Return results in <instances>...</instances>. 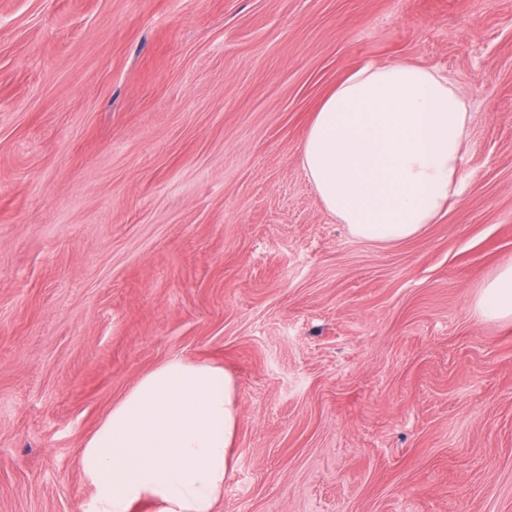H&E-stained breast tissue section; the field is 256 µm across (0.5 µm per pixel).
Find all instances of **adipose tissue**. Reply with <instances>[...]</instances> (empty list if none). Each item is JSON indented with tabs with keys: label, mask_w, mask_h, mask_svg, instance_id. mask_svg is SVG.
<instances>
[{
	"label": "adipose tissue",
	"mask_w": 512,
	"mask_h": 512,
	"mask_svg": "<svg viewBox=\"0 0 512 512\" xmlns=\"http://www.w3.org/2000/svg\"><path fill=\"white\" fill-rule=\"evenodd\" d=\"M472 115L446 77L394 63L355 71L322 100L300 163L325 209L352 236L394 244L424 232L457 203ZM512 319V262L475 302ZM236 388L223 367L170 359L107 410L79 452L97 488L92 512H217L233 471Z\"/></svg>",
	"instance_id": "obj_1"
}]
</instances>
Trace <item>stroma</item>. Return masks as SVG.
<instances>
[{
	"mask_svg": "<svg viewBox=\"0 0 512 512\" xmlns=\"http://www.w3.org/2000/svg\"><path fill=\"white\" fill-rule=\"evenodd\" d=\"M472 114L457 206L379 246L299 146L365 66ZM512 0H0V512H88L79 449L172 358L239 410L218 512H512ZM475 307L485 320L512 319V262L504 264L485 282Z\"/></svg>",
	"mask_w": 512,
	"mask_h": 512,
	"instance_id": "obj_1",
	"label": "stroma"
}]
</instances>
